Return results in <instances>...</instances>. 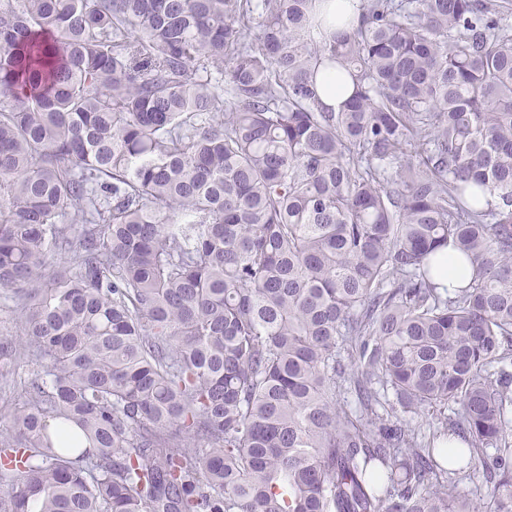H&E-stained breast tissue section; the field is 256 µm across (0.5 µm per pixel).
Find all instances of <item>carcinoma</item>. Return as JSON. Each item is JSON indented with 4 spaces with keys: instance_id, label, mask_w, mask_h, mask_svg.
Segmentation results:
<instances>
[{
    "instance_id": "1",
    "label": "carcinoma",
    "mask_w": 512,
    "mask_h": 512,
    "mask_svg": "<svg viewBox=\"0 0 512 512\" xmlns=\"http://www.w3.org/2000/svg\"><path fill=\"white\" fill-rule=\"evenodd\" d=\"M313 2L0 0V512H512V25ZM327 2L325 8L329 15L334 16L335 19L333 31H336V15H341L349 21V24L345 26L349 30L359 25L365 3L364 0H327ZM318 80L320 101L329 111L339 112L352 94V85L347 86L335 70L320 73ZM446 264L441 267V284L452 291L463 282L468 280L472 275V268L469 263L462 261L455 255L451 248L448 247L443 251ZM449 257V265H448Z\"/></svg>"
}]
</instances>
